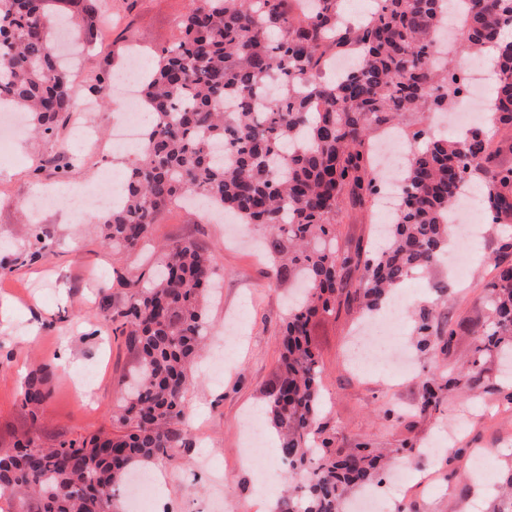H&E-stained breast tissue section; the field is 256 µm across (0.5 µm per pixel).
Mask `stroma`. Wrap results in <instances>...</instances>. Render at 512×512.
Masks as SVG:
<instances>
[{
    "mask_svg": "<svg viewBox=\"0 0 512 512\" xmlns=\"http://www.w3.org/2000/svg\"><path fill=\"white\" fill-rule=\"evenodd\" d=\"M112 46L90 49L86 67H112V49L132 42L150 51L170 45L179 36L177 20L186 0H111ZM103 145L99 153L80 150L72 129L47 138L22 130L0 160V449L13 447L28 435L48 447L64 439H81L99 431L116 434L121 382L135 358L120 337L104 323L120 309L133 287L148 286L163 244L191 241L207 251L219 286L205 300L208 347L189 379L183 423L194 445L177 449L172 458L154 461L163 472L154 512H273L284 485L265 487L262 475L278 461L277 435L262 413L263 393L276 378L279 328L286 315L291 284H278L269 265L254 248L262 235L255 227L247 239L232 237L231 225L202 210L180 206L165 211L146 241L131 252H118L101 242L96 213L73 212L65 199L49 201L40 216L25 204L43 185L55 183V159L75 155L66 182L77 190L102 180L120 185L124 149L110 143L112 114L92 115ZM338 245L377 246L379 200L345 207L336 216ZM512 226L484 224L467 242V259L460 269L435 265L429 274L404 283L400 297L409 312L396 326L400 340L413 344L415 320L429 311L439 325L457 331L450 352L418 361L401 379L384 372L361 377L349 359L360 326L357 308L315 318L311 344L324 368L320 423L342 451L356 444L385 451L410 442L417 449L408 457L415 477L429 482L416 489H389L391 500H402L404 512H501L497 482L512 471V407L499 404L503 383L498 360L485 365L483 386L441 395L438 409L421 412V381L468 362L477 329L486 314L485 284L496 264L512 265V249L503 242ZM71 358L61 363V349ZM51 365V396L39 421H31L21 406L26 377ZM85 382L91 392L78 398L75 385ZM395 408L383 418L382 407ZM252 415L262 430L268 455L244 461L241 425ZM459 428L465 457L449 463V428ZM213 468L199 467L201 457ZM490 468L493 480L475 498L470 472Z\"/></svg>",
    "mask_w": 512,
    "mask_h": 512,
    "instance_id": "obj_1",
    "label": "stroma"
}]
</instances>
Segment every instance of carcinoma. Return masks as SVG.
Returning <instances> with one entry per match:
<instances>
[{"label": "carcinoma", "instance_id": "1", "mask_svg": "<svg viewBox=\"0 0 512 512\" xmlns=\"http://www.w3.org/2000/svg\"><path fill=\"white\" fill-rule=\"evenodd\" d=\"M50 0H0V101L27 113L33 130L52 137L67 124L73 96L66 59L53 50L61 19ZM66 20L89 42L108 16L105 0H60ZM449 0H381L362 26L341 18L339 0H187L180 36L153 52L140 100L152 113L119 202L100 213L103 244L134 249L168 206L189 197L263 226L261 246L278 282L305 285L288 309L279 375L266 390V417L278 455L301 479L278 512H343L348 494L373 485L382 457L365 446L334 455L319 426L323 366L308 343L309 324L336 305L377 308L405 281L424 274L448 248V209L479 182L494 222L512 217V166L491 160L479 129L423 139L401 176V208L384 248L366 253L336 247V213L376 194L367 145L406 115L448 109V65L429 63ZM512 0H464L457 54L499 49L493 127L512 128ZM356 46L362 64L340 79L306 75ZM112 71L90 78L106 100ZM359 287L346 290L351 270ZM214 278L209 256L190 241L168 244L151 285L113 315L112 332L137 357L118 422L124 434L101 431L42 448L28 436L0 454V494L35 499L41 512H119L127 477L148 463L189 448L178 424L205 332L203 301ZM420 351L451 349L453 327L439 334L428 314L416 323ZM494 354L512 363V266L488 287L480 344L467 365L444 381L423 382L422 410L438 392L475 388ZM52 370L25 380L22 405L37 418L51 394Z\"/></svg>", "mask_w": 512, "mask_h": 512}]
</instances>
